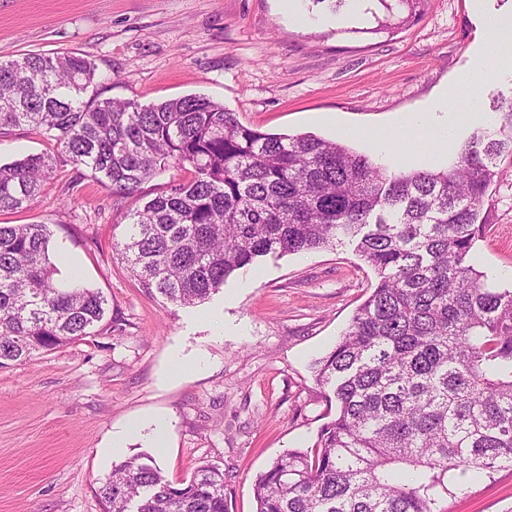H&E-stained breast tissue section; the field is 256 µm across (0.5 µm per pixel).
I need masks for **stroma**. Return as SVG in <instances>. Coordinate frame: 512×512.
<instances>
[{
    "mask_svg": "<svg viewBox=\"0 0 512 512\" xmlns=\"http://www.w3.org/2000/svg\"><path fill=\"white\" fill-rule=\"evenodd\" d=\"M0 0V60L77 52L94 62L89 97L157 104L201 95L267 133L312 134L367 154L372 127L405 132L404 115L456 87L452 112H474L451 139L500 126L493 105L512 97V72L472 88L460 77L485 51V19L512 0H421L415 16L377 32L349 4L301 0ZM29 129L0 133V164L49 152ZM473 260L512 286V157L498 160ZM160 172L117 198L86 169L57 168L27 209L0 224H46L86 287L109 301L96 335L0 369V512H105L97 494L115 463L153 456L172 483L200 465L224 466L229 512H255L252 484L281 453L311 450L336 401L317 384L326 356L378 275L346 244L269 255L230 275L205 303L175 306L142 288L119 251L125 215L187 179ZM199 360L189 373L174 358ZM167 422L111 448L135 421ZM449 512H512V471L467 485Z\"/></svg>",
    "mask_w": 512,
    "mask_h": 512,
    "instance_id": "35a3bbf8",
    "label": "stroma"
}]
</instances>
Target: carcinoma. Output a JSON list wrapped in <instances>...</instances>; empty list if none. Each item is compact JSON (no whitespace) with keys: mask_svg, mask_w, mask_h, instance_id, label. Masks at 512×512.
Here are the masks:
<instances>
[{"mask_svg":"<svg viewBox=\"0 0 512 512\" xmlns=\"http://www.w3.org/2000/svg\"><path fill=\"white\" fill-rule=\"evenodd\" d=\"M380 28L396 8L377 0ZM96 68L75 53L0 61V130L28 126L52 152L0 165V210L32 206L59 165L134 195L174 165L186 181L133 209L123 258L143 288L195 305L257 258L355 244L378 274L335 348L316 362L336 415L314 453L288 450L253 485L256 512H448L464 483L512 469V289L471 251L498 158L512 155V98L446 170L391 171L315 135L243 125L207 97L84 100ZM46 224H0V368L94 333L107 300L59 288ZM224 469L180 486L154 458L113 465L107 512H228Z\"/></svg>","mask_w":512,"mask_h":512,"instance_id":"carcinoma-1","label":"carcinoma"}]
</instances>
